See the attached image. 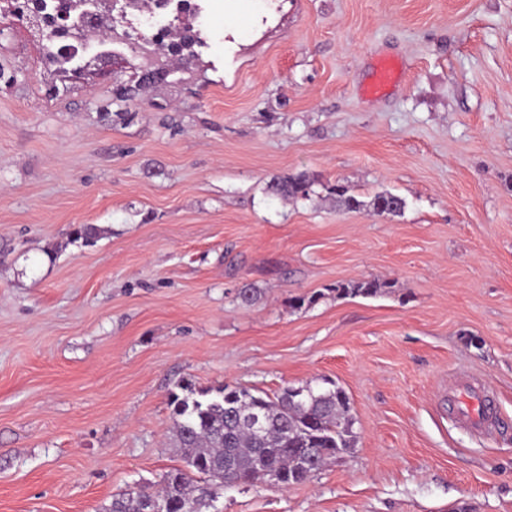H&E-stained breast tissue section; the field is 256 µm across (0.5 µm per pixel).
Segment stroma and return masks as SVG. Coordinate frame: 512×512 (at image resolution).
Instances as JSON below:
<instances>
[{
  "instance_id": "35a3bbf8",
  "label": "stroma",
  "mask_w": 512,
  "mask_h": 512,
  "mask_svg": "<svg viewBox=\"0 0 512 512\" xmlns=\"http://www.w3.org/2000/svg\"><path fill=\"white\" fill-rule=\"evenodd\" d=\"M198 3L194 54L121 44L66 82L34 30L0 39V512L158 484L184 381L350 401V453L220 512H512V0ZM297 175L309 199L270 193ZM466 381L491 434L451 411ZM393 286V282L379 281L377 279L364 280L352 284H337L336 288H326L327 293L319 291L309 297H296L292 300V305L294 308H301L305 303L312 305L317 303L320 299L332 294L336 295V298H345L347 296H375L381 292L383 288H392Z\"/></svg>"
}]
</instances>
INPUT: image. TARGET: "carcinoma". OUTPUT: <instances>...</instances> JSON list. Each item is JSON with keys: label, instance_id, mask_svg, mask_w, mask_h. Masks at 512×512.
<instances>
[{"label": "carcinoma", "instance_id": "obj_1", "mask_svg": "<svg viewBox=\"0 0 512 512\" xmlns=\"http://www.w3.org/2000/svg\"><path fill=\"white\" fill-rule=\"evenodd\" d=\"M312 183L305 176L288 177L271 184L281 198L306 199ZM330 192L340 197L348 210H360L365 202L336 184ZM373 212L399 213L401 197L384 193L370 202ZM394 283L377 279L338 284L327 291L292 300L295 308L315 304L328 295L375 296ZM172 395L173 434L183 466L163 477L161 487H136L112 496L103 512H140L149 500L164 512H208L219 491L241 484L271 483L288 487L308 481L329 460L354 447L353 418L345 391L328 388L286 386L268 394L246 387L197 390L180 386ZM253 412L263 422L262 431L242 419Z\"/></svg>", "mask_w": 512, "mask_h": 512}]
</instances>
